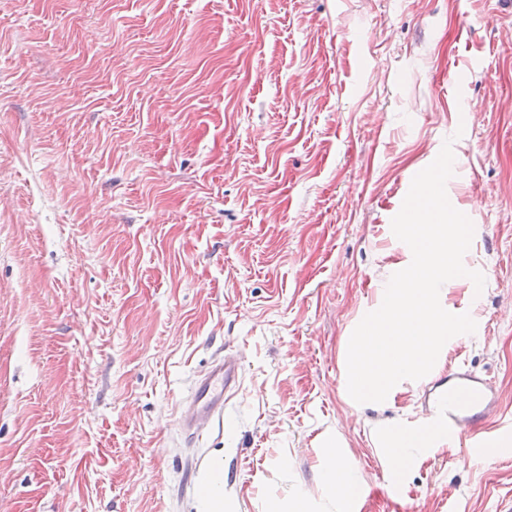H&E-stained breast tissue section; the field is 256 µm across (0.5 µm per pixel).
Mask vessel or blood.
Masks as SVG:
<instances>
[{
  "instance_id": "obj_1",
  "label": "vessel or blood",
  "mask_w": 512,
  "mask_h": 512,
  "mask_svg": "<svg viewBox=\"0 0 512 512\" xmlns=\"http://www.w3.org/2000/svg\"><path fill=\"white\" fill-rule=\"evenodd\" d=\"M240 376L239 363L228 358L200 378L190 394L195 418L210 423L223 420L227 395L238 385ZM448 383L474 388L480 394L479 400L473 405L448 412L447 420L451 437L466 440L470 449L469 461H481L486 446L495 441L494 436L485 432L484 426L499 407L500 397L486 379L463 365L449 367Z\"/></svg>"
}]
</instances>
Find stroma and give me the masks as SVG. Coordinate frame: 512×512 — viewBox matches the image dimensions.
I'll return each instance as SVG.
<instances>
[{"instance_id":"obj_1","label":"stroma","mask_w":512,"mask_h":512,"mask_svg":"<svg viewBox=\"0 0 512 512\" xmlns=\"http://www.w3.org/2000/svg\"><path fill=\"white\" fill-rule=\"evenodd\" d=\"M449 137L486 284L448 358L512 426V0H0V512H199L219 459L224 512L316 502L330 427L363 512H499L512 457L394 485L340 390ZM222 355L229 425L188 437Z\"/></svg>"}]
</instances>
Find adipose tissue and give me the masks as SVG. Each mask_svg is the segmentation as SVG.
<instances>
[{
	"instance_id": "1",
	"label": "adipose tissue",
	"mask_w": 512,
	"mask_h": 512,
	"mask_svg": "<svg viewBox=\"0 0 512 512\" xmlns=\"http://www.w3.org/2000/svg\"><path fill=\"white\" fill-rule=\"evenodd\" d=\"M321 451L320 486L327 512H361V489L366 479L346 454L341 432L326 434L321 440Z\"/></svg>"
}]
</instances>
